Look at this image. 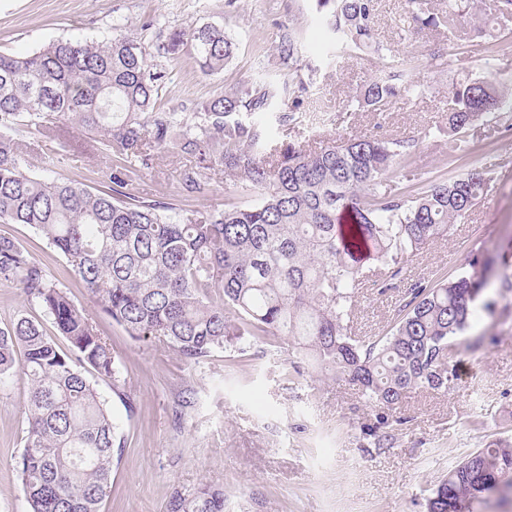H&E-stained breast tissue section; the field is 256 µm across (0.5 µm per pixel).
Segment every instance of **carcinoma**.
Returning a JSON list of instances; mask_svg holds the SVG:
<instances>
[{
	"label": "carcinoma",
	"instance_id": "1",
	"mask_svg": "<svg viewBox=\"0 0 512 512\" xmlns=\"http://www.w3.org/2000/svg\"><path fill=\"white\" fill-rule=\"evenodd\" d=\"M409 0L408 34L454 29L479 16L512 17V0ZM380 0H313V9L343 52L372 51L384 75L368 80L347 112L378 116L422 89L409 74L401 45L375 40ZM191 49L199 69L215 73L233 58L235 43L214 25L158 28L163 57ZM302 44L291 29L275 45L279 69L294 70ZM307 78L267 73L252 85L195 103L164 107L168 72L119 31L105 41L58 39L18 57L0 53V224H26L58 252L101 310L131 337L153 336L178 355L197 360L234 348L244 337L292 336L321 369L345 376L370 404L390 411L425 389L448 393L455 338L476 314L492 284L512 294V270L501 255L454 280L416 282L399 299L389 330L367 343L348 334L353 302L371 263L402 273L409 255L448 236L487 191L489 167L440 176L421 189L388 183L396 159L412 162L415 139L362 134L307 149L278 142L277 128L303 122ZM508 85L470 78L448 94V157L475 153L462 135L493 111L512 113ZM74 125L112 150L107 191L69 178L30 174V152L17 134ZM175 150L193 165L180 193L202 190L205 171L254 193L249 204L227 203L184 215L169 203L131 192L129 185ZM0 284L37 299L63 351L41 323L19 318L0 329V380L28 381L27 427L17 467L31 512H101L111 488L118 432L85 372L118 381L110 343L92 316L76 306L19 241L0 236ZM512 493V446L490 442L468 454L427 500V512H455L456 503H483ZM224 491L202 484L175 492L169 512H224Z\"/></svg>",
	"mask_w": 512,
	"mask_h": 512
}]
</instances>
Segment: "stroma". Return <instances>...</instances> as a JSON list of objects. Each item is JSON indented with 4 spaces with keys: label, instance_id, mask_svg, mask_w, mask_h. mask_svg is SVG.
I'll use <instances>...</instances> for the list:
<instances>
[{
    "label": "stroma",
    "instance_id": "35a3bbf8",
    "mask_svg": "<svg viewBox=\"0 0 512 512\" xmlns=\"http://www.w3.org/2000/svg\"><path fill=\"white\" fill-rule=\"evenodd\" d=\"M314 18L310 0H0V52L30 53L61 37L100 41L117 26L150 51L156 27L222 26L236 44L222 71L202 74L184 51L168 65L163 103L189 105L255 82L261 70L273 67V46L284 27L302 42H327ZM407 25L408 0H382L378 41L396 44ZM438 39L430 30L412 37L414 76L423 94L396 105L385 123L375 124L368 112L344 115L349 96L382 72L380 57L369 54L323 65L304 102L303 125L288 134L292 142L373 132L420 139L415 165H394L392 184L399 188L415 167L430 177L466 172L477 159L494 165L489 191L468 220L409 257L394 289H385V277L366 278L352 316L359 339L386 332L399 292L411 283L455 277L470 260L494 257L512 240V127L491 114L468 128L466 137L477 149L473 159L449 157L445 143L449 88L488 67L512 73V18L453 32L447 57L436 65L428 52ZM23 139L36 154L54 152L56 176L108 186V152L94 135L72 128L54 139L33 129ZM186 163L181 154H167L133 192L199 211L223 206L235 194L218 168L208 173L200 194L181 197ZM0 235L24 244L48 278L93 316L120 364V382L90 377L121 437L102 512H168L174 492L202 484L223 489L225 512H427L432 488L451 466L487 443L512 445V316L505 313L512 296L496 300L493 313L481 314L457 336L448 394H411L397 411L405 423L394 446L380 448L365 434L378 425L376 409L348 379L324 376L293 341L273 347L250 340L243 354L219 349L196 361L183 358L154 337L131 338L112 322L30 226L0 224ZM21 317L40 320L47 336L67 349L36 301L21 288L0 285V328ZM479 336L484 342L477 347ZM27 392L22 374L0 381V512H30L16 466Z\"/></svg>",
    "mask_w": 512,
    "mask_h": 512
}]
</instances>
